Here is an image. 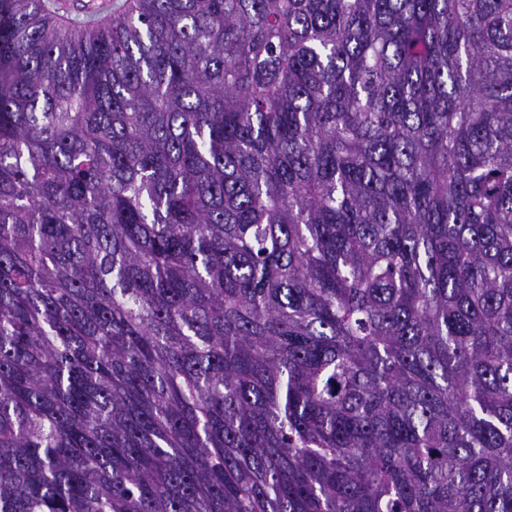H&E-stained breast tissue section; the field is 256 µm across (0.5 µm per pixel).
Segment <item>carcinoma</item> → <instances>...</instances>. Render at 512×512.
<instances>
[{
  "label": "carcinoma",
  "mask_w": 512,
  "mask_h": 512,
  "mask_svg": "<svg viewBox=\"0 0 512 512\" xmlns=\"http://www.w3.org/2000/svg\"><path fill=\"white\" fill-rule=\"evenodd\" d=\"M0 512H512V0H0Z\"/></svg>",
  "instance_id": "1"
}]
</instances>
